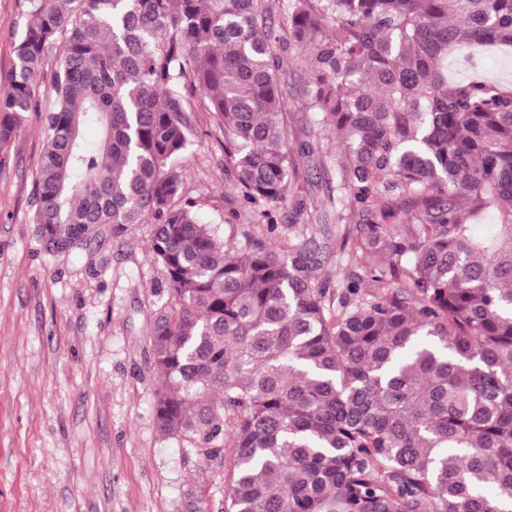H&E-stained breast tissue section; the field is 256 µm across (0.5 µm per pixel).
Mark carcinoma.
I'll return each mask as SVG.
<instances>
[{"label":"carcinoma","instance_id":"1","mask_svg":"<svg viewBox=\"0 0 512 512\" xmlns=\"http://www.w3.org/2000/svg\"><path fill=\"white\" fill-rule=\"evenodd\" d=\"M0 145L44 112L31 223L68 253L155 224L163 435L234 463L224 512H512V0H25ZM336 202L366 224L241 253L174 205L200 101L247 203L291 194L281 73L305 48ZM52 95L44 110V93ZM88 124L100 141L83 138ZM362 274L321 275L334 251ZM483 72L489 79L502 83L512 80V54L500 53L484 58Z\"/></svg>","mask_w":512,"mask_h":512}]
</instances>
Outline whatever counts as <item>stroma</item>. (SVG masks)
I'll list each match as a JSON object with an SVG mask.
<instances>
[{
    "instance_id": "obj_1",
    "label": "stroma",
    "mask_w": 512,
    "mask_h": 512,
    "mask_svg": "<svg viewBox=\"0 0 512 512\" xmlns=\"http://www.w3.org/2000/svg\"><path fill=\"white\" fill-rule=\"evenodd\" d=\"M305 66L288 68L283 125L297 153L291 189L305 204H245L224 170V134L202 104L197 143L179 161L181 199L217 228L220 243L279 246L290 227L355 232L356 211L336 201L343 149L322 130L305 94ZM37 114L0 146V512H224L233 452L211 454L155 424L158 374L149 341L168 300L149 254L152 222L47 253L28 195L43 150Z\"/></svg>"
}]
</instances>
